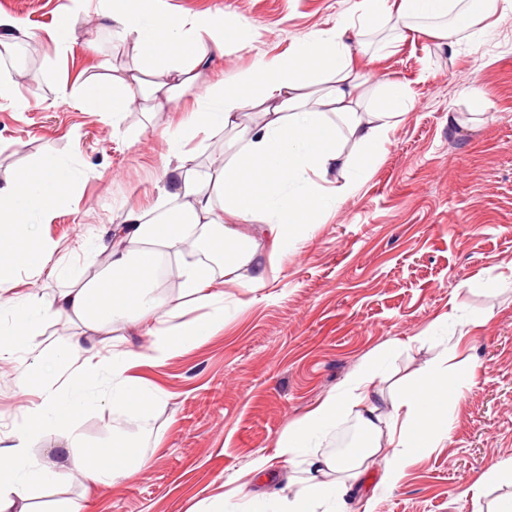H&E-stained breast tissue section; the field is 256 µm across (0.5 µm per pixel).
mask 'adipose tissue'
<instances>
[{"label":"adipose tissue","instance_id":"adipose-tissue-1","mask_svg":"<svg viewBox=\"0 0 512 512\" xmlns=\"http://www.w3.org/2000/svg\"><path fill=\"white\" fill-rule=\"evenodd\" d=\"M72 3L55 29L59 47L69 48L72 20L83 12L97 29L132 42L144 66L163 75L162 81L148 83L139 72L129 71L104 84L90 77L76 87L58 88L59 101L92 106L116 128L144 100H151L153 111H163L195 84L209 51L240 44L244 30L240 18L224 12L187 19L146 8L144 0ZM511 12L512 0H361L357 17L315 30L291 53L258 60L230 81L198 92L187 119L168 133L170 160L159 188L170 206L168 217L150 218L128 206L110 240L101 245L106 260L97 275L48 299L13 300L0 309V360L33 353V375L44 384L62 367L71 369L63 382L64 399L50 393L28 411L31 432L56 430L63 437L53 463L31 453V432L0 436V512H34V501L64 476L111 488L147 467V458L132 448L129 431L118 428L105 442L90 444L79 418L95 399L111 401L125 415L148 414L162 393L135 376L134 368L162 364L223 327L224 295L212 291V275L201 265H179L174 274L183 292L206 307V315L186 320L179 310L166 309L155 279L163 257L204 242L223 257L225 275L249 268L251 286L263 287L266 271L258 266L247 233L251 223H263L284 250L307 238L313 225L360 187L397 120L413 104L403 83L354 67L344 39L348 29L368 30L381 22L390 30L422 32L451 47L458 33L481 36L485 19ZM212 131L225 132L226 138L210 173L202 175L187 145ZM350 143L357 153L347 152ZM333 170L344 174L343 183L323 187L321 178ZM76 182L69 163L57 156L13 170L0 181V281L22 274L34 283L61 275L39 228ZM61 319L76 327L66 348L35 351L48 325ZM115 324L144 332L149 344L137 350L116 344L108 360H99L97 347L87 344L86 337ZM471 372L467 360L449 356L428 368L421 382L393 392L392 412L384 421L377 405L381 360L364 361L344 391L327 396L280 437L279 459L307 474L293 495L237 491L209 512H347L352 489L365 461L376 454L379 437L396 450L383 462L385 486L402 477L407 459L442 446L453 429L448 410L461 396L462 377ZM354 408L371 436L367 448L347 461L310 455V447ZM327 469L343 473V480H321Z\"/></svg>","mask_w":512,"mask_h":512}]
</instances>
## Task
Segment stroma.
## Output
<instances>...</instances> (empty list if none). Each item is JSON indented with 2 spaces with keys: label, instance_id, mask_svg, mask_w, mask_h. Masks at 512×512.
<instances>
[{
  "label": "stroma",
  "instance_id": "35a3bbf8",
  "mask_svg": "<svg viewBox=\"0 0 512 512\" xmlns=\"http://www.w3.org/2000/svg\"><path fill=\"white\" fill-rule=\"evenodd\" d=\"M359 0H162L186 17L224 11L247 25L242 43L213 55L198 82L230 80L258 59L289 52L311 31L355 14ZM69 0H0V13L35 32L34 76L0 99V178L46 155L69 161L79 185L48 224L61 278L37 285L0 283V301L51 296L95 275L104 260L87 241L119 223L124 206L153 209L168 156L166 130L194 103L188 90L165 111L134 110L120 129L94 109L55 103L63 84L76 86L95 66L122 74L141 63L135 46L90 32L76 18L71 49L60 53L50 33ZM95 39L97 54L84 50ZM354 57L406 85L414 108L390 135L362 186L310 237L272 253L257 237L256 258L268 266L264 287L226 282L215 267L213 290L224 294V328L189 344L164 365L135 375L163 399L137 419L133 438L150 465L113 489L77 481L36 500L45 512L61 497L85 512H196L242 486L297 490L302 469L275 467L271 479L249 472L258 455L276 456L288 426L339 392L364 360L386 345L393 354L379 387L381 416L394 386L417 379L447 350L476 366L450 409L453 430L443 447L409 460L397 484L381 486L384 447L365 467L349 512H473L461 495L498 462L512 459V15L492 19L478 41L454 49L415 32L377 27L345 35ZM485 100L472 112L471 88ZM456 114L461 127L448 125ZM446 317L436 326L438 317ZM29 354L0 361V433L23 431V409L42 392L22 381Z\"/></svg>",
  "mask_w": 512,
  "mask_h": 512
}]
</instances>
